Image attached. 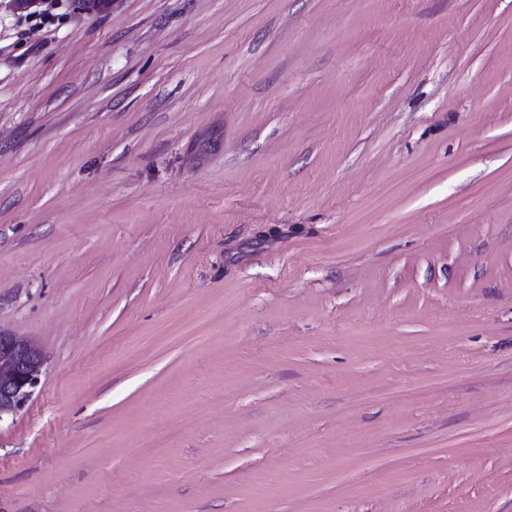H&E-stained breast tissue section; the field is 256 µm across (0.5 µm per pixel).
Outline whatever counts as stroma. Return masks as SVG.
<instances>
[{"label":"stroma","instance_id":"obj_1","mask_svg":"<svg viewBox=\"0 0 512 512\" xmlns=\"http://www.w3.org/2000/svg\"><path fill=\"white\" fill-rule=\"evenodd\" d=\"M0 512H512V0H0ZM46 361L36 341L0 328V421L26 407L41 384Z\"/></svg>","mask_w":512,"mask_h":512}]
</instances>
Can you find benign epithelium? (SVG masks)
I'll return each mask as SVG.
<instances>
[{
  "label": "benign epithelium",
  "mask_w": 512,
  "mask_h": 512,
  "mask_svg": "<svg viewBox=\"0 0 512 512\" xmlns=\"http://www.w3.org/2000/svg\"><path fill=\"white\" fill-rule=\"evenodd\" d=\"M46 361L36 341L0 328V422L26 407L41 384Z\"/></svg>",
  "instance_id": "1"
}]
</instances>
